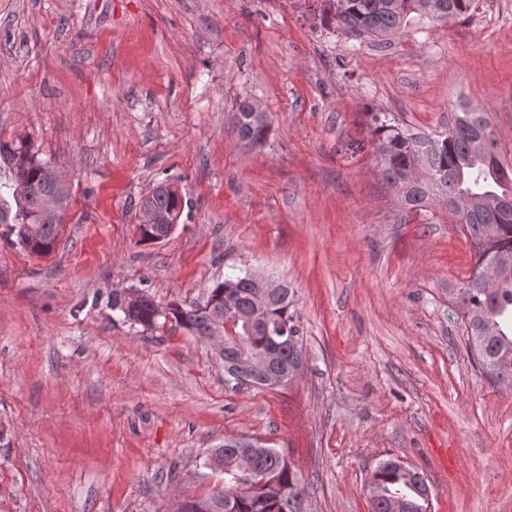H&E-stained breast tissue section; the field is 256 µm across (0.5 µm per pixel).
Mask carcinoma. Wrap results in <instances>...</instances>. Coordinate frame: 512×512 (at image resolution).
<instances>
[{
    "label": "carcinoma",
    "mask_w": 512,
    "mask_h": 512,
    "mask_svg": "<svg viewBox=\"0 0 512 512\" xmlns=\"http://www.w3.org/2000/svg\"><path fill=\"white\" fill-rule=\"evenodd\" d=\"M336 29L354 38L382 37L405 28L415 18L446 23L466 17L476 8V0H329ZM256 107L248 101L239 104L237 127L239 137L250 145L265 141L268 120L253 118ZM371 146L381 159L382 175L393 184L411 170L423 173L422 180L410 183L403 191L406 204L417 207L428 200L451 205L450 198L465 196L472 208L464 213L452 208L448 213L462 225L474 247L475 264L472 274L454 289L452 302L464 320L474 353L483 373L495 384L512 381V272L505 275L492 290L482 287L484 273L502 254L512 255V210L503 212L498 202L512 199V168H502L503 156L498 139L482 112L455 115L448 133L435 139V146H425L417 137L391 120L375 114L371 118ZM0 159L9 169L4 188L11 192L15 203L13 230L20 245L29 253L46 256L55 246L60 224L50 223L39 239L24 233L27 224H43L41 202L52 196L58 200V210L65 212L68 191L53 181L48 172L52 159L40 157L39 150L25 141L0 142ZM149 205L155 210L180 214L182 197L177 188L154 193ZM237 287L225 292V282L218 281L208 288L205 300L174 302L164 310L148 295L139 304L123 312L126 320L146 329L156 326L161 317H172L175 323L195 336L207 333L213 311L231 305L239 310L251 304L252 284L248 276L234 278ZM294 290L282 283L267 308L265 327H255L247 337L243 325L234 326V336L227 338L219 359L224 372L236 384L261 389L264 383L255 375L247 381L234 372L235 362L242 355L260 357L267 352L277 329L288 328L294 337L291 346L282 348L277 362L292 367L302 361L299 329L294 322ZM242 455L248 471L239 467L224 469V491L184 502L183 512H305L299 481L285 457L276 450L266 455H250L246 449L226 444L216 451V458ZM251 477L274 479L288 487V497L269 499L257 490L240 488V480ZM370 482L374 485L372 512H389V504L404 499L407 512H429L430 499L425 496L428 485L423 474L403 464L398 458L378 463Z\"/></svg>",
    "instance_id": "carcinoma-1"
}]
</instances>
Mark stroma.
<instances>
[{
  "label": "stroma",
  "instance_id": "1",
  "mask_svg": "<svg viewBox=\"0 0 512 512\" xmlns=\"http://www.w3.org/2000/svg\"><path fill=\"white\" fill-rule=\"evenodd\" d=\"M324 7L0 0V141L52 157L71 193L46 256L0 216V512H175L223 491L228 437L284 455L306 512H370L392 456L425 475L431 512H512V389L477 367L451 301L474 251L370 144L372 114L435 138L465 101L512 165V0L382 40ZM245 100L263 144L238 136ZM163 181L183 213L147 243L139 202ZM247 272L295 291L288 385L232 388L210 342L112 309Z\"/></svg>",
  "mask_w": 512,
  "mask_h": 512
}]
</instances>
